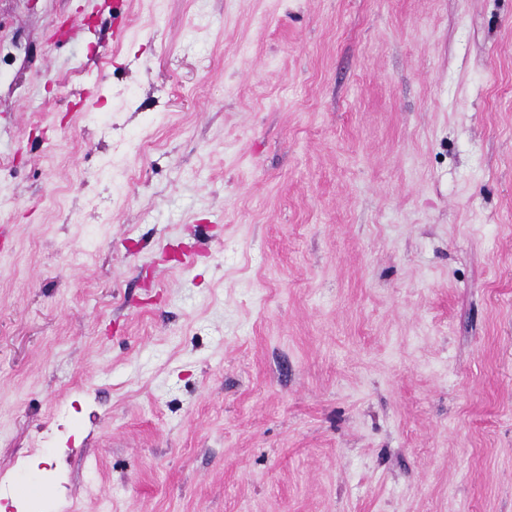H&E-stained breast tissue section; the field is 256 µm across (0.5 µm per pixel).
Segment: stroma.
Listing matches in <instances>:
<instances>
[{"instance_id": "1", "label": "stroma", "mask_w": 512, "mask_h": 512, "mask_svg": "<svg viewBox=\"0 0 512 512\" xmlns=\"http://www.w3.org/2000/svg\"><path fill=\"white\" fill-rule=\"evenodd\" d=\"M0 512H512V0H0Z\"/></svg>"}]
</instances>
